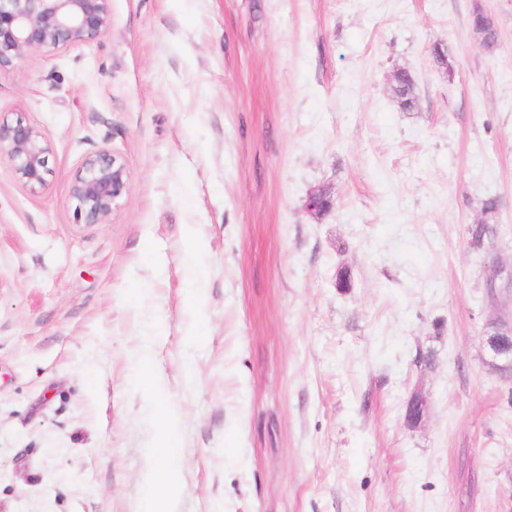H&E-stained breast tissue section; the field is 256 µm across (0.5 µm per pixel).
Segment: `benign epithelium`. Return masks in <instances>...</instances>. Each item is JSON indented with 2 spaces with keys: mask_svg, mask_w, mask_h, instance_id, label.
<instances>
[{
  "mask_svg": "<svg viewBox=\"0 0 512 512\" xmlns=\"http://www.w3.org/2000/svg\"><path fill=\"white\" fill-rule=\"evenodd\" d=\"M111 23L110 0H0V69L12 66L27 50L50 55L100 37ZM51 150L48 137L35 127L19 119L0 121V157L22 186L32 191L45 186ZM128 191L126 163L107 149L85 156L70 186L85 224L105 223ZM491 326L495 333L485 338L491 363L511 365L512 318ZM427 409V397L413 393L405 405V425L418 426Z\"/></svg>",
  "mask_w": 512,
  "mask_h": 512,
  "instance_id": "benign-epithelium-1",
  "label": "benign epithelium"
}]
</instances>
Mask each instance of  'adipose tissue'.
Segmentation results:
<instances>
[{
  "label": "adipose tissue",
  "instance_id": "ef3b65f1",
  "mask_svg": "<svg viewBox=\"0 0 512 512\" xmlns=\"http://www.w3.org/2000/svg\"><path fill=\"white\" fill-rule=\"evenodd\" d=\"M163 431L157 445L158 465L150 467L145 474L148 489L141 512H175L176 503L182 491L181 468L170 462V439L177 420L170 408L159 405L155 408Z\"/></svg>",
  "mask_w": 512,
  "mask_h": 512
}]
</instances>
